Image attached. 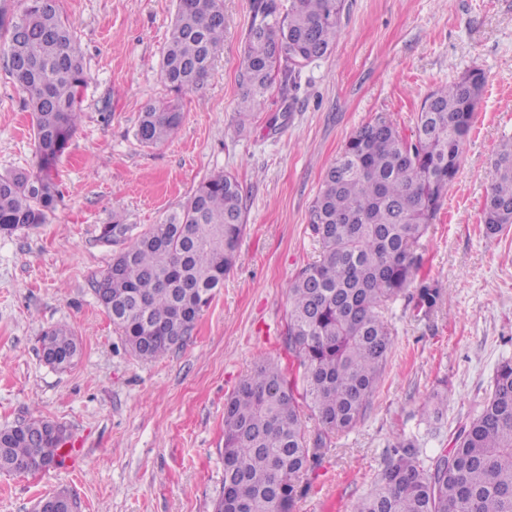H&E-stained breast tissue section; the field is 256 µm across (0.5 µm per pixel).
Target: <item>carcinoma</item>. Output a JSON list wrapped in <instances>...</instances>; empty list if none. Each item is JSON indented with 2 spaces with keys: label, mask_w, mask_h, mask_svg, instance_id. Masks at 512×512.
Returning <instances> with one entry per match:
<instances>
[{
  "label": "carcinoma",
  "mask_w": 512,
  "mask_h": 512,
  "mask_svg": "<svg viewBox=\"0 0 512 512\" xmlns=\"http://www.w3.org/2000/svg\"><path fill=\"white\" fill-rule=\"evenodd\" d=\"M345 0H256L244 41V102L264 95L275 76L296 83L294 66L331 52ZM224 42L222 0H177L162 58L169 88L201 87ZM10 73L32 113L37 171L0 175V233L45 224L55 210L52 171L76 131L79 91L87 84L73 31L57 0H30L8 37ZM290 65L280 67L281 60ZM485 75L471 69L425 98L415 132L401 135L379 117L358 128L327 169L308 223L321 258L288 288V349L304 368V384L278 364L259 361L224 405V482L214 512H291L300 476L326 435L353 430L375 393L392 338L387 303L416 278L414 246L436 217L460 167ZM182 113L169 102L141 108L137 139L160 144ZM240 184L218 173L160 224L135 238L95 283L105 312L133 355L153 360L183 345L236 260L244 230ZM482 223L488 236L512 225V136L501 139L492 164ZM420 305L440 300L422 284ZM45 357L69 366L78 347L61 327L45 331ZM322 434L309 441L304 409ZM448 391L425 405L427 437L441 433ZM55 422L30 417L0 429V471L25 473L60 454ZM353 512H512V358L496 367L479 410L427 465L416 438L391 447L374 490Z\"/></svg>",
  "instance_id": "carcinoma-1"
}]
</instances>
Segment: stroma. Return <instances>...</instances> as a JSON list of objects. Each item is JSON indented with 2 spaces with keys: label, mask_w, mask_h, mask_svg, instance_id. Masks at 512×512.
<instances>
[{
  "label": "stroma",
  "mask_w": 512,
  "mask_h": 512,
  "mask_svg": "<svg viewBox=\"0 0 512 512\" xmlns=\"http://www.w3.org/2000/svg\"><path fill=\"white\" fill-rule=\"evenodd\" d=\"M254 0H224V45L200 90L170 92L161 75L176 0H59L88 75L81 122L56 164L48 223L0 234V429L29 417L63 424L76 458L39 475L0 473V512H34L67 491L81 512H213L224 478V404L259 359L296 365L285 328L288 284L320 258L309 210L350 135L382 116L411 135L425 97L467 70L487 84L458 174L417 249L416 288L387 305L393 347L359 425L330 435L292 512H351L370 493L395 438L425 433L422 409L448 389L447 447L512 358V226L488 237L482 209L496 147L512 135V0H345L325 57L272 84L240 122V71ZM27 0H0V173L34 165L32 117L9 72L7 30ZM178 103L183 119L157 146L136 136L140 109ZM243 188L246 229L235 266L190 338L152 361L134 356L94 283L121 243L101 237L113 215L135 239L212 174ZM76 338L74 364H47L41 338Z\"/></svg>",
  "instance_id": "1"
}]
</instances>
